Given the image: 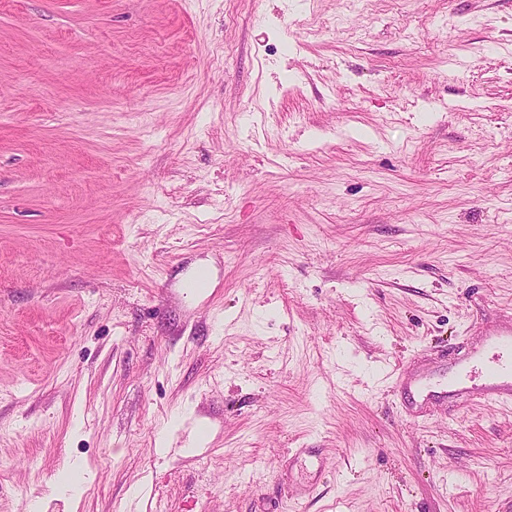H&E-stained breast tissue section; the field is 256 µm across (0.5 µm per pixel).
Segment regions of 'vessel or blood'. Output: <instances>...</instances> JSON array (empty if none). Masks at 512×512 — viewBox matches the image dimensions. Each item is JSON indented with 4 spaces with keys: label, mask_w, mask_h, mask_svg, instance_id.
<instances>
[{
    "label": "vessel or blood",
    "mask_w": 512,
    "mask_h": 512,
    "mask_svg": "<svg viewBox=\"0 0 512 512\" xmlns=\"http://www.w3.org/2000/svg\"><path fill=\"white\" fill-rule=\"evenodd\" d=\"M396 388L417 413L433 403L466 401L476 394L488 402H512V323L486 329L483 346L455 353L437 381L403 372Z\"/></svg>",
    "instance_id": "b4317fda"
}]
</instances>
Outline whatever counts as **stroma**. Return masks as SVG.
Here are the masks:
<instances>
[{"label":"stroma","mask_w":512,"mask_h":512,"mask_svg":"<svg viewBox=\"0 0 512 512\" xmlns=\"http://www.w3.org/2000/svg\"><path fill=\"white\" fill-rule=\"evenodd\" d=\"M508 318L512 0H0V512H512ZM483 336L482 347L454 354L448 371H440L439 387L420 374L397 376L396 389L415 413L433 403L467 401L475 394L487 402L512 403V322L488 328Z\"/></svg>","instance_id":"35a3bbf8"}]
</instances>
